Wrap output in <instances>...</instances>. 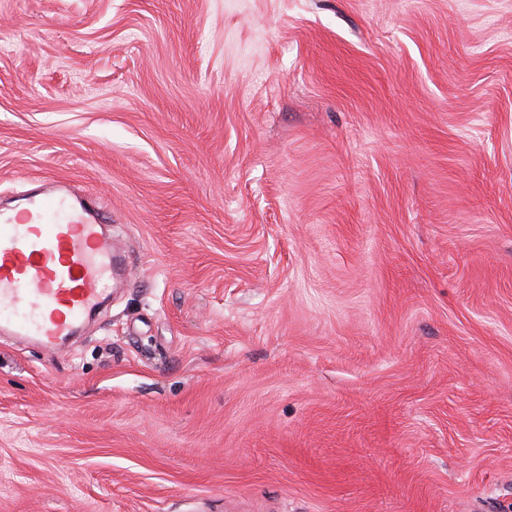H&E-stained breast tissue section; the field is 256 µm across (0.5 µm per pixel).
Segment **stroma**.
<instances>
[{"label":"stroma","instance_id":"obj_1","mask_svg":"<svg viewBox=\"0 0 512 512\" xmlns=\"http://www.w3.org/2000/svg\"><path fill=\"white\" fill-rule=\"evenodd\" d=\"M126 279L0 335V512H512V0H0V207Z\"/></svg>","mask_w":512,"mask_h":512}]
</instances>
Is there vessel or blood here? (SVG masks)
<instances>
[{"mask_svg":"<svg viewBox=\"0 0 512 512\" xmlns=\"http://www.w3.org/2000/svg\"><path fill=\"white\" fill-rule=\"evenodd\" d=\"M119 254L92 203L47 193L0 217V332L56 348L118 287Z\"/></svg>","mask_w":512,"mask_h":512,"instance_id":"1","label":"vessel or blood"}]
</instances>
